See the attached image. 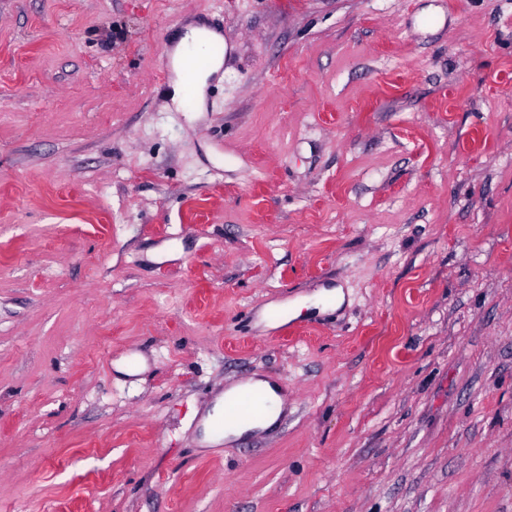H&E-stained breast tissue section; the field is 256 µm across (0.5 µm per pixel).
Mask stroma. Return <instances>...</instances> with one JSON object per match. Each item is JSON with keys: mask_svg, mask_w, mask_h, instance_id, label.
<instances>
[{"mask_svg": "<svg viewBox=\"0 0 512 512\" xmlns=\"http://www.w3.org/2000/svg\"><path fill=\"white\" fill-rule=\"evenodd\" d=\"M0 512H512V0H0ZM216 40H220L218 33L203 25H188L182 31L178 32L173 51V63L180 71L181 76L171 86V91L169 92L173 103L178 102L183 95V72L190 48L205 44L208 41ZM221 65L222 60L216 58L210 61L206 66L198 69L194 74L193 86L199 99L201 109L204 105L205 90L208 86L209 78L212 76V74L219 71ZM245 386L265 390L271 396L274 402V407L268 415L258 421L242 424L239 426L224 427V439L232 440L240 438L248 433L265 431L272 427L282 415L284 409V399L279 393V389L269 380L262 378H251L243 383L230 385L226 391H224V396L217 400L212 413L208 415L205 422L207 432L213 440H219L223 437L222 434H216L214 432V428L219 424L220 421H223L224 419V402L226 398L232 396ZM271 408L267 395L258 389H244L226 408V421H245L258 417Z\"/></svg>", "mask_w": 512, "mask_h": 512, "instance_id": "1", "label": "stroma"}]
</instances>
